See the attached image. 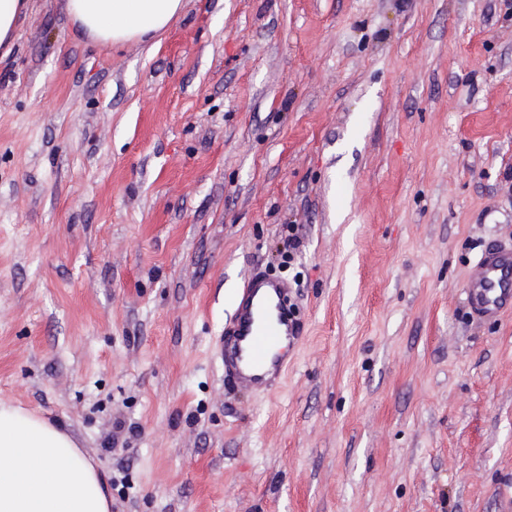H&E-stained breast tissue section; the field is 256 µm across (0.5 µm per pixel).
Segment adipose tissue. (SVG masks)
<instances>
[{"label":"adipose tissue","mask_w":512,"mask_h":512,"mask_svg":"<svg viewBox=\"0 0 512 512\" xmlns=\"http://www.w3.org/2000/svg\"><path fill=\"white\" fill-rule=\"evenodd\" d=\"M62 6L90 41L112 46L163 35L184 0H62ZM0 512H112V497L66 431L0 400Z\"/></svg>","instance_id":"ef3b65f1"}]
</instances>
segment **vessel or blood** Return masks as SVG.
I'll return each mask as SVG.
<instances>
[{
    "label": "vessel or blood",
    "instance_id": "1",
    "mask_svg": "<svg viewBox=\"0 0 512 512\" xmlns=\"http://www.w3.org/2000/svg\"><path fill=\"white\" fill-rule=\"evenodd\" d=\"M464 292L472 317L489 320L512 312V246L486 249ZM301 334L287 283L253 269L220 338L225 377L254 391L269 390L288 366L289 345Z\"/></svg>",
    "mask_w": 512,
    "mask_h": 512
}]
</instances>
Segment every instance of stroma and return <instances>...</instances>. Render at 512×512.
I'll use <instances>...</instances> for the list:
<instances>
[{
    "mask_svg": "<svg viewBox=\"0 0 512 512\" xmlns=\"http://www.w3.org/2000/svg\"><path fill=\"white\" fill-rule=\"evenodd\" d=\"M30 0L0 60V399L112 512H512V0H184L104 49ZM304 327L217 360L254 266ZM464 292L471 316L479 320L512 312V246L486 249Z\"/></svg>",
    "mask_w": 512,
    "mask_h": 512,
    "instance_id": "1",
    "label": "stroma"
}]
</instances>
